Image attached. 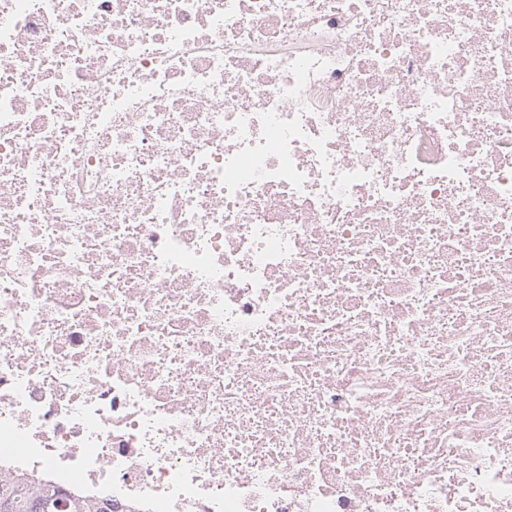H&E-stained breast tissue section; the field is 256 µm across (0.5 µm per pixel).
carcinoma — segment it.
<instances>
[{
  "mask_svg": "<svg viewBox=\"0 0 512 512\" xmlns=\"http://www.w3.org/2000/svg\"><path fill=\"white\" fill-rule=\"evenodd\" d=\"M64 505L68 512H112L107 502L91 503L76 492L62 498L55 487L27 476L0 479V512H59Z\"/></svg>",
  "mask_w": 512,
  "mask_h": 512,
  "instance_id": "obj_1",
  "label": "carcinoma"
}]
</instances>
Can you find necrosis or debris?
Returning <instances> with one entry per match:
<instances>
[{"instance_id":"4bbe7bcc","label":"necrosis or debris","mask_w":512,"mask_h":512,"mask_svg":"<svg viewBox=\"0 0 512 512\" xmlns=\"http://www.w3.org/2000/svg\"><path fill=\"white\" fill-rule=\"evenodd\" d=\"M0 473L512 512V0H0Z\"/></svg>"}]
</instances>
